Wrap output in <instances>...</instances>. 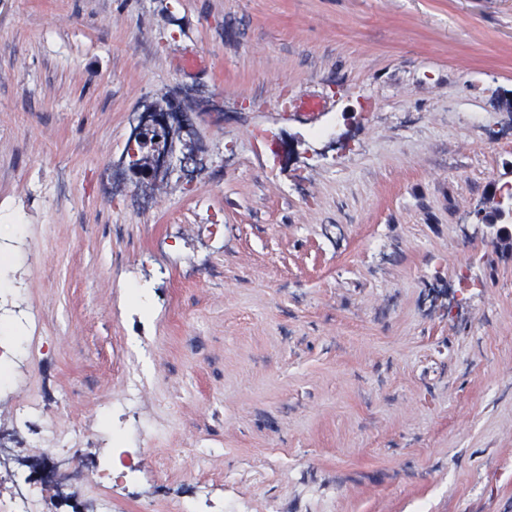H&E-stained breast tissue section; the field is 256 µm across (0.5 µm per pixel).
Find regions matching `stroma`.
<instances>
[{
    "label": "stroma",
    "instance_id": "1",
    "mask_svg": "<svg viewBox=\"0 0 512 512\" xmlns=\"http://www.w3.org/2000/svg\"><path fill=\"white\" fill-rule=\"evenodd\" d=\"M174 102L139 180L132 121ZM511 179L512 0H0V227L40 317L16 397L87 499L79 433L143 375L112 512H512V255L478 214Z\"/></svg>",
    "mask_w": 512,
    "mask_h": 512
}]
</instances>
